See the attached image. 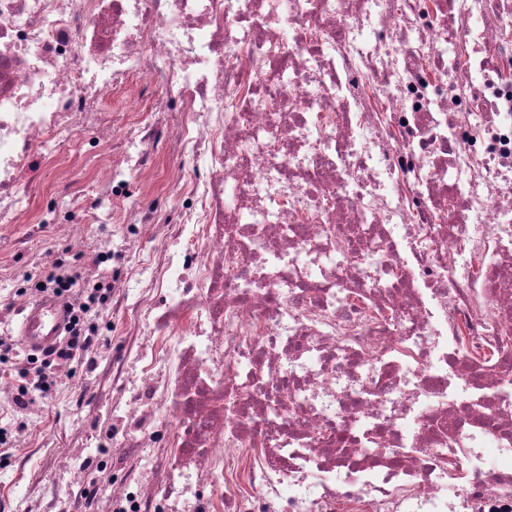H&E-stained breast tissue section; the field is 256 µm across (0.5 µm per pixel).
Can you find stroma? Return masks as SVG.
<instances>
[{"label": "stroma", "mask_w": 512, "mask_h": 512, "mask_svg": "<svg viewBox=\"0 0 512 512\" xmlns=\"http://www.w3.org/2000/svg\"><path fill=\"white\" fill-rule=\"evenodd\" d=\"M54 235H36L29 224L0 223V336H18L20 320L8 312L7 306L18 292L14 280L6 276L11 267L30 265L32 255L55 247ZM126 315L109 308L100 317L104 325L105 341L95 350L98 364L95 369H84L80 361L59 372L57 386L49 393L35 394L27 407L10 410L11 393L0 392V427L13 436L16 456L24 457V464L0 458V483L16 496L26 494L31 473L39 475L38 495L33 496L31 512H76L70 495L75 483L99 488L109 495L100 469L84 467L90 455L111 453L116 443L112 438V382L105 371L112 356L119 349ZM81 389L84 410H74L70 398L73 389ZM73 447L76 458L68 470H60L54 463L58 451Z\"/></svg>", "instance_id": "35a3bbf8"}]
</instances>
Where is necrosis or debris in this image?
Wrapping results in <instances>:
<instances>
[{
	"label": "necrosis or debris",
	"instance_id": "4bbe7bcc",
	"mask_svg": "<svg viewBox=\"0 0 512 512\" xmlns=\"http://www.w3.org/2000/svg\"><path fill=\"white\" fill-rule=\"evenodd\" d=\"M108 124L81 210L22 208ZM105 198L181 243L99 248L154 313L112 358L116 512H512V352L479 357L512 335V0H0V220L75 227L63 275Z\"/></svg>",
	"mask_w": 512,
	"mask_h": 512
}]
</instances>
